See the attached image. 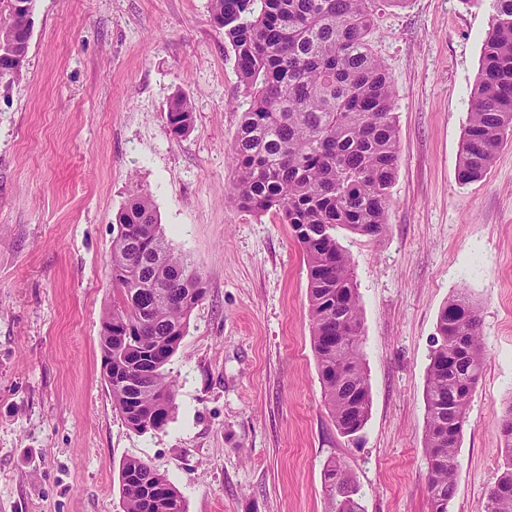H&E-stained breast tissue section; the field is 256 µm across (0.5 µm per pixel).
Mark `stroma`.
Instances as JSON below:
<instances>
[{
  "instance_id": "35a3bbf8",
  "label": "stroma",
  "mask_w": 512,
  "mask_h": 512,
  "mask_svg": "<svg viewBox=\"0 0 512 512\" xmlns=\"http://www.w3.org/2000/svg\"><path fill=\"white\" fill-rule=\"evenodd\" d=\"M494 16L493 0H405L369 36L400 160L385 235L336 230L371 384L353 444L322 399L292 228L228 200L248 103L208 0H35L26 66L0 80V512H123L129 458L166 474L186 512H331L336 460L364 512H430L423 393L437 317L461 290L487 358L448 512H478L512 399V136L482 181L460 184L457 166ZM177 95L193 105L183 136L165 123ZM136 194L206 288L166 366L176 408L145 433L114 411L100 345L112 226Z\"/></svg>"
}]
</instances>
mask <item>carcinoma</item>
I'll return each instance as SVG.
<instances>
[{
  "instance_id": "carcinoma-1",
  "label": "carcinoma",
  "mask_w": 512,
  "mask_h": 512,
  "mask_svg": "<svg viewBox=\"0 0 512 512\" xmlns=\"http://www.w3.org/2000/svg\"><path fill=\"white\" fill-rule=\"evenodd\" d=\"M511 21L492 27L457 168L463 184L482 180L512 131V0H495ZM380 0H210L224 42L250 97L231 145L230 200L251 213L274 212L290 225L308 271L311 342L337 431L354 441L370 415L363 318L350 258L334 230L379 237L387 228L389 188L399 154L394 87L371 50ZM33 19L0 0V42L26 34ZM193 112L184 96L166 120L186 133ZM109 263L113 299L102 320L104 376L112 407L139 433L163 429L176 407L165 366L193 309L204 299L201 275L175 252L148 196L116 216ZM480 309L461 291L436 324L424 389L423 452L432 512H448L456 491L458 449L486 354ZM502 463L480 512H512V402L499 419ZM124 512H186L181 492L148 463L120 468ZM324 487L332 512H364L359 486L331 461Z\"/></svg>"
}]
</instances>
